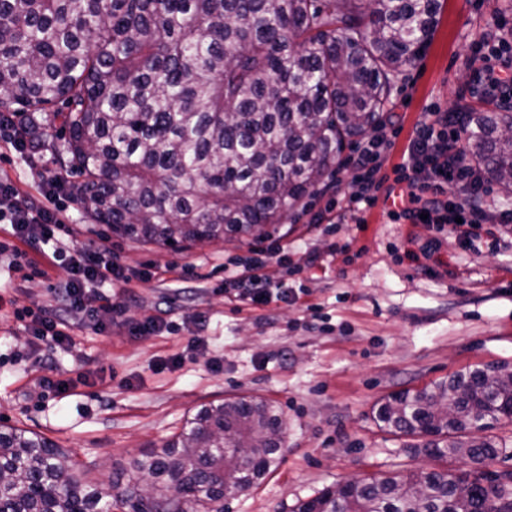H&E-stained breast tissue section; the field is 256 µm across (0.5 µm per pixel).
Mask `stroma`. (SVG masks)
<instances>
[{"label": "stroma", "instance_id": "obj_1", "mask_svg": "<svg viewBox=\"0 0 512 512\" xmlns=\"http://www.w3.org/2000/svg\"><path fill=\"white\" fill-rule=\"evenodd\" d=\"M501 0H438L437 24L415 64L397 80L388 122L399 135L380 158L394 178L407 140L429 105L454 109L461 88L472 84L471 45L496 28ZM57 174L54 151L35 166L0 139V178L20 195L41 199L40 169ZM351 180L339 169L274 234L288 248L263 273L271 285L290 288L288 301L258 307L225 293L224 265L250 256L251 241L196 244L173 252L112 234L77 199L62 196V218L72 240L94 239L119 263L153 268L135 285L136 302L106 335L78 333L71 346L47 350L13 316L14 309H54L55 288L67 272L33 246L28 264L0 256V424L42 434L70 453L76 475L90 484L112 473L135 476L134 463L178 434L189 412L243 395L275 402L288 425L280 463L256 487L224 499V512H293L298 502L349 479L428 471L434 460L414 455L413 438L382 431L374 409L403 390H419L449 374L487 364L512 367V223L468 243L451 227L394 224L384 203L318 223ZM438 249L421 265L406 250L429 241ZM349 243L345 254L336 244ZM317 266H309L311 251ZM208 318L206 346L189 350L191 327L178 334L136 338L125 325L145 315L182 320ZM180 363H170L173 353ZM223 357L221 370L207 360ZM104 372L110 384L78 386L45 396L43 377L73 378Z\"/></svg>", "mask_w": 512, "mask_h": 512}]
</instances>
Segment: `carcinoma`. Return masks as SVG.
<instances>
[{
  "mask_svg": "<svg viewBox=\"0 0 512 512\" xmlns=\"http://www.w3.org/2000/svg\"><path fill=\"white\" fill-rule=\"evenodd\" d=\"M437 0H0V113L63 118L60 170L112 232L178 252L262 239L336 172L347 139L386 119ZM467 112L474 163L512 194V112ZM491 419L476 426L480 411ZM436 460L499 458L512 386L469 369L392 395L375 415ZM285 420L251 398L203 406L138 463L150 512H224L279 464ZM50 439L0 427V512H141L87 484ZM295 512H512V470L448 468L324 489Z\"/></svg>",
  "mask_w": 512,
  "mask_h": 512,
  "instance_id": "obj_1",
  "label": "carcinoma"
}]
</instances>
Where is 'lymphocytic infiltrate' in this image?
I'll use <instances>...</instances> for the list:
<instances>
[{
    "instance_id": "1",
    "label": "lymphocytic infiltrate",
    "mask_w": 512,
    "mask_h": 512,
    "mask_svg": "<svg viewBox=\"0 0 512 512\" xmlns=\"http://www.w3.org/2000/svg\"><path fill=\"white\" fill-rule=\"evenodd\" d=\"M471 51L483 63L477 82L484 93L501 104L512 103V34H484ZM465 122V113L444 111L436 105L427 108L395 168L391 185L381 176L378 164L381 152L393 144L391 136L382 134L358 146L349 163L360 171L361 178L344 194L340 214L374 206L382 198L390 203L387 215L393 223L425 220L440 226L459 219L467 225L469 235L479 236L493 218L484 206L485 175L469 161L461 144ZM47 186L44 203L35 204L21 199L11 184L0 181V223L11 225L15 236L25 243L53 245V257L68 266L55 310L14 312L17 320L28 321L34 339L53 349L72 344L78 330L106 333L134 295V276L94 241L63 242L64 224L52 205L60 182L54 178ZM281 252L278 245L258 248L246 263L225 267V287L239 289L241 297L253 305H268L273 296L262 269L270 256ZM106 283L118 288L117 297H96L98 286Z\"/></svg>"
}]
</instances>
